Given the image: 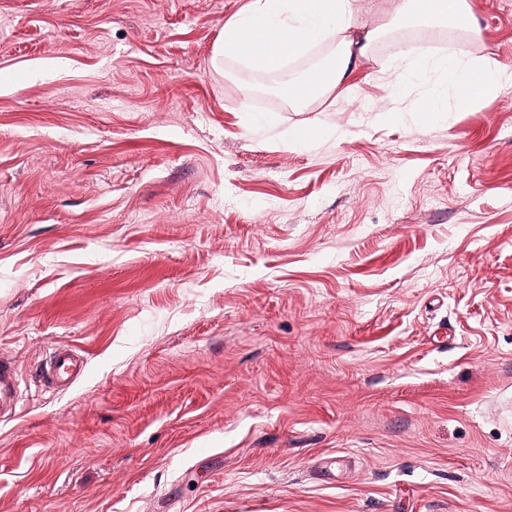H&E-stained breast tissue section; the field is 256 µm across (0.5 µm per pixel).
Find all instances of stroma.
Returning a JSON list of instances; mask_svg holds the SVG:
<instances>
[{
  "mask_svg": "<svg viewBox=\"0 0 512 512\" xmlns=\"http://www.w3.org/2000/svg\"><path fill=\"white\" fill-rule=\"evenodd\" d=\"M468 2L360 0L304 112L214 64L248 0H0V354L87 362L0 421V512H512V83L419 118L438 75L384 71L512 72V0ZM397 15L409 21L449 22L464 32L478 33L467 0H400ZM402 59L406 64L397 66L392 72L394 88L423 74L437 73L453 83V100L458 109H468L482 100L495 97L503 83L512 80V74L485 57L467 61L452 57L436 58L420 46L408 44L402 51ZM86 361L69 344H58L50 353L38 374L44 386L60 391L69 390L82 378Z\"/></svg>",
  "mask_w": 512,
  "mask_h": 512,
  "instance_id": "stroma-1",
  "label": "stroma"
}]
</instances>
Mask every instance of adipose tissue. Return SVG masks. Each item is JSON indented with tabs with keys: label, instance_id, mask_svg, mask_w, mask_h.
Returning <instances> with one entry per match:
<instances>
[{
	"label": "adipose tissue",
	"instance_id": "adipose-tissue-1",
	"mask_svg": "<svg viewBox=\"0 0 512 512\" xmlns=\"http://www.w3.org/2000/svg\"><path fill=\"white\" fill-rule=\"evenodd\" d=\"M356 11V0H249L225 24L215 57L243 60L259 71L275 73L281 70L286 55L315 44L331 46L332 64L327 72L287 80L279 87L280 97L289 105L304 107L334 93L366 57L374 34L359 32ZM397 14L409 21L448 22L465 32L478 31L467 0H399ZM402 59V65L393 72V86L426 73L442 78L419 101L416 112L422 117L446 111L451 104L471 108L495 97L504 82L512 79L511 73L485 57L465 61L436 58L421 47L409 45L403 49Z\"/></svg>",
	"mask_w": 512,
	"mask_h": 512
}]
</instances>
